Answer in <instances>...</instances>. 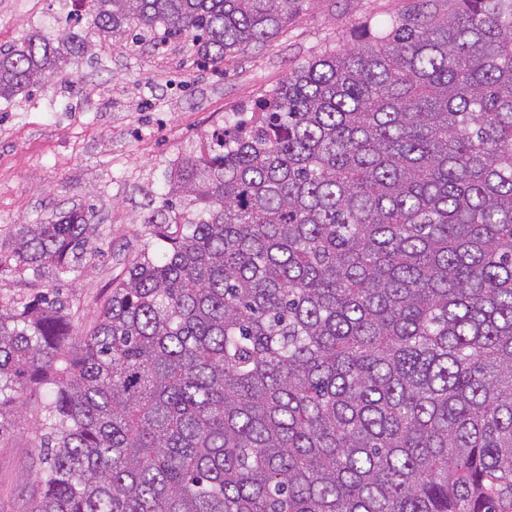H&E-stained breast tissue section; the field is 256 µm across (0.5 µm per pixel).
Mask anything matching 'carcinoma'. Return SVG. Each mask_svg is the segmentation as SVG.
I'll return each mask as SVG.
<instances>
[{"instance_id":"1","label":"carcinoma","mask_w":512,"mask_h":512,"mask_svg":"<svg viewBox=\"0 0 512 512\" xmlns=\"http://www.w3.org/2000/svg\"><path fill=\"white\" fill-rule=\"evenodd\" d=\"M92 3L216 66L311 0ZM82 49L0 45V99ZM212 139L81 334L57 290L0 304V445L51 388L25 512H512V0H422ZM91 217L0 272L64 280Z\"/></svg>"}]
</instances>
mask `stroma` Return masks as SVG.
Listing matches in <instances>:
<instances>
[{
  "instance_id": "stroma-1",
  "label": "stroma",
  "mask_w": 512,
  "mask_h": 512,
  "mask_svg": "<svg viewBox=\"0 0 512 512\" xmlns=\"http://www.w3.org/2000/svg\"><path fill=\"white\" fill-rule=\"evenodd\" d=\"M72 0H0V43L29 31H68ZM413 0H313L276 36L198 65L188 42L157 48L90 30L72 58L31 94L0 100V247L23 224H48L72 207L92 208L98 253L62 291L88 323L125 259L150 241L146 221L169 191L176 158L197 154L226 116L248 112L287 72L323 53L380 33ZM0 447V512H23L36 481L29 422Z\"/></svg>"
}]
</instances>
